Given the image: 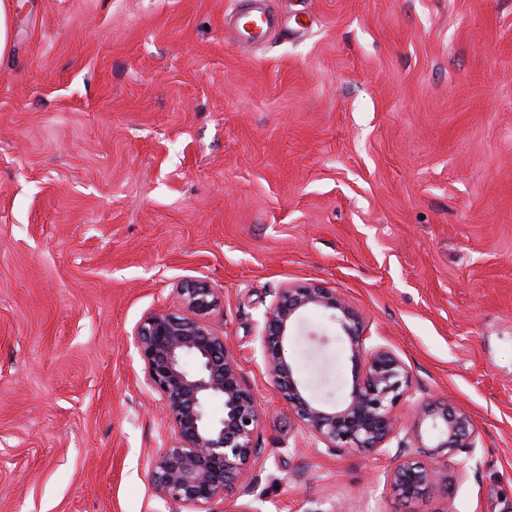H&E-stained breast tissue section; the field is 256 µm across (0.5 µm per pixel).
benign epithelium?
I'll use <instances>...</instances> for the list:
<instances>
[{"label":"benign epithelium","instance_id":"benign-epithelium-1","mask_svg":"<svg viewBox=\"0 0 512 512\" xmlns=\"http://www.w3.org/2000/svg\"><path fill=\"white\" fill-rule=\"evenodd\" d=\"M178 294L181 311H150L133 336L145 383L159 396L173 433L172 443L152 460V490L178 512H213V503L237 494L259 503L263 495L249 475L264 452L257 443L262 409L224 337L209 325L220 299L198 279L181 283ZM313 309L336 327L354 365L350 392L332 408L306 394L287 353L290 336ZM363 323V316L333 290L314 283L284 288L264 315L262 363L300 424L331 452L381 451L405 432L413 445L402 443L387 482L397 499L410 501L445 480L458 452L476 447L473 420L451 403L421 404L406 419L395 415L407 392L408 371L394 352L366 346ZM216 401L224 406L219 418L209 414ZM428 421L440 430L434 445L424 443Z\"/></svg>","mask_w":512,"mask_h":512}]
</instances>
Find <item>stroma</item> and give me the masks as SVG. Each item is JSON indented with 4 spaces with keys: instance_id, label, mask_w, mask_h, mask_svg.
I'll return each instance as SVG.
<instances>
[{
    "instance_id": "obj_1",
    "label": "stroma",
    "mask_w": 512,
    "mask_h": 512,
    "mask_svg": "<svg viewBox=\"0 0 512 512\" xmlns=\"http://www.w3.org/2000/svg\"><path fill=\"white\" fill-rule=\"evenodd\" d=\"M0 55V512H170L171 441L134 330L208 281L211 324L264 411L263 512H512V0H11ZM318 283L417 403L477 446L409 502L376 453L315 443L266 376L282 288ZM288 352L311 395L351 390L342 343ZM254 6L231 12L224 17V30L232 34L235 44L260 45L280 26L279 16L264 0H248Z\"/></svg>"
}]
</instances>
